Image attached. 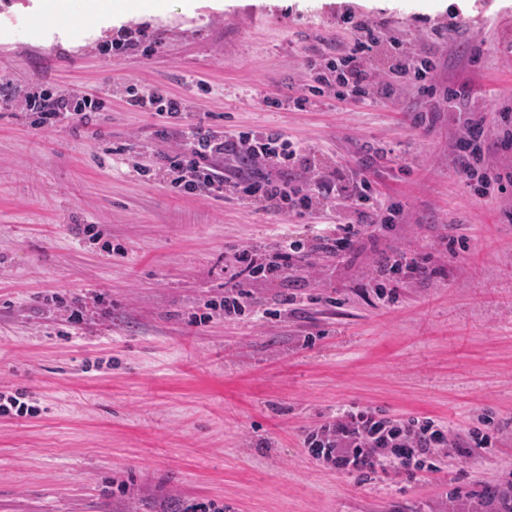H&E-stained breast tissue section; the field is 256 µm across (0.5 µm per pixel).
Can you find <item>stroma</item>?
Here are the masks:
<instances>
[{"label": "stroma", "instance_id": "1", "mask_svg": "<svg viewBox=\"0 0 512 512\" xmlns=\"http://www.w3.org/2000/svg\"><path fill=\"white\" fill-rule=\"evenodd\" d=\"M154 2L94 36L79 2L49 31L32 0H0V392L37 409L0 415V512H496L512 495V193L470 192L455 163L467 114L445 94L469 86L486 159L504 164L512 0ZM348 13L430 53L433 95L400 81L374 103L309 94V62L355 36ZM132 91L178 95L186 113L130 106ZM45 93L103 104L41 131L29 104ZM197 124L280 131L402 213L346 256L248 283L241 314L209 311L235 248L271 261L279 232L312 238L351 204L302 218L173 189L159 157ZM401 254L429 256L430 278L378 276ZM290 292L296 310L279 309ZM349 406L492 445L430 473L342 472L303 440Z\"/></svg>", "mask_w": 512, "mask_h": 512}]
</instances>
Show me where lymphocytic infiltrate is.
Listing matches in <instances>:
<instances>
[{
    "label": "lymphocytic infiltrate",
    "mask_w": 512,
    "mask_h": 512,
    "mask_svg": "<svg viewBox=\"0 0 512 512\" xmlns=\"http://www.w3.org/2000/svg\"><path fill=\"white\" fill-rule=\"evenodd\" d=\"M344 21L357 31L358 37L340 62H327L318 70L315 81L320 88L332 89L339 98L387 99L394 92L389 80L394 74L417 84L422 93H432L433 87L427 79L435 64L430 57L422 55L414 59L392 52L382 64L386 79L375 80L366 60L379 52L381 38L377 25L353 15L345 16ZM455 149L457 163L475 194L485 195L491 185L502 194L512 188V171L503 172L486 164L483 131L479 125L467 127ZM223 156L236 158L240 172L227 175L208 166V159ZM291 164L310 170V152L294 147L281 132L219 134L198 127L192 131L185 149L165 157L162 170L170 176L173 185L190 194L228 195L246 204L259 202L302 216L332 198L342 197L352 202L350 221L335 225L332 234L316 236L309 244L286 240L269 263L258 262L249 249H242L236 255L238 273L252 280L300 268L315 250L338 255L351 252L362 227L394 223L400 212L395 203L373 202L367 178L355 177L339 166H324L313 182L296 184L284 171ZM454 445L451 431L432 418L402 420L358 408L339 410L332 420L309 432L304 439L309 456L346 471L373 472L390 467L420 470L436 451Z\"/></svg>",
    "instance_id": "obj_1"
}]
</instances>
